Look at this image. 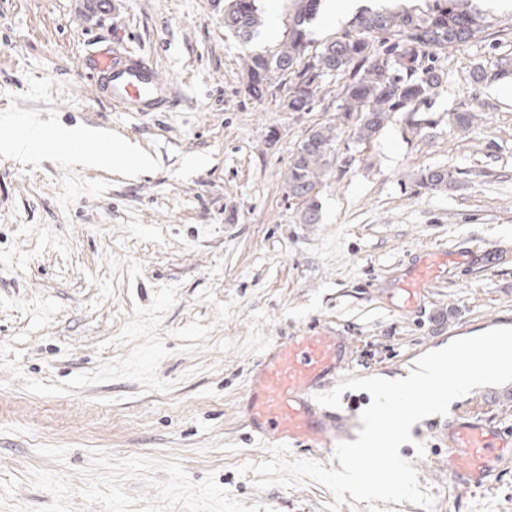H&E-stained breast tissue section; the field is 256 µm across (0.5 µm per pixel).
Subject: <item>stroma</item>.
Segmentation results:
<instances>
[{
    "label": "stroma",
    "mask_w": 512,
    "mask_h": 512,
    "mask_svg": "<svg viewBox=\"0 0 512 512\" xmlns=\"http://www.w3.org/2000/svg\"><path fill=\"white\" fill-rule=\"evenodd\" d=\"M218 0H0V114L100 125L154 159L136 175L0 153V512H326L323 485L258 490L270 460L240 406L268 346L328 330L348 338L341 379L408 376L455 339L512 327V77L476 87L477 62L512 57V0H480L481 38L438 53V122L411 136H339L320 223L300 224L284 177L306 131L336 116L339 77L289 112L284 85L246 90L249 51L282 38L287 0H263L250 47ZM151 60L179 99L142 116L97 98L103 46ZM481 126L450 135L448 115ZM353 162H346V155ZM468 170L459 189L417 188L428 167ZM459 255L413 302L400 283L427 251ZM460 407L512 434V383ZM440 416L414 424L401 457L431 509L512 512V467L460 489L442 468Z\"/></svg>",
    "instance_id": "obj_1"
}]
</instances>
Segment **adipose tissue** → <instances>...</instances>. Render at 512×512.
Here are the masks:
<instances>
[{"instance_id":"1","label":"adipose tissue","mask_w":512,"mask_h":512,"mask_svg":"<svg viewBox=\"0 0 512 512\" xmlns=\"http://www.w3.org/2000/svg\"><path fill=\"white\" fill-rule=\"evenodd\" d=\"M57 136L60 142L68 147L66 157L68 160L93 167H114L135 173L152 166V158L146 154L138 144L129 142L125 145V151L121 154L107 153L96 150L93 153H85L83 146L91 140L93 132L90 129L77 126H64L58 129Z\"/></svg>"}]
</instances>
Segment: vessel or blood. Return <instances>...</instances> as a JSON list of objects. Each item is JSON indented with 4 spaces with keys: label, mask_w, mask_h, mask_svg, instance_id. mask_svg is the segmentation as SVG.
Returning a JSON list of instances; mask_svg holds the SVG:
<instances>
[{
    "label": "vessel or blood",
    "mask_w": 512,
    "mask_h": 512,
    "mask_svg": "<svg viewBox=\"0 0 512 512\" xmlns=\"http://www.w3.org/2000/svg\"><path fill=\"white\" fill-rule=\"evenodd\" d=\"M98 97L124 112H166L176 96L156 65L140 55L100 50L93 58ZM449 256L429 252L415 261L401 286L408 295L431 287ZM348 363L347 341L335 333L290 336L278 341L259 363L244 404L249 430L271 443L288 441L312 448H331L357 435L352 411L336 412L320 405L315 392ZM448 447V479L457 486H483L496 470L512 463V439L486 419L454 410L441 427Z\"/></svg>",
    "instance_id": "obj_1"
}]
</instances>
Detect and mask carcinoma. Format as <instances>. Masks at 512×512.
<instances>
[{
    "label": "carcinoma",
    "mask_w": 512,
    "mask_h": 512,
    "mask_svg": "<svg viewBox=\"0 0 512 512\" xmlns=\"http://www.w3.org/2000/svg\"><path fill=\"white\" fill-rule=\"evenodd\" d=\"M290 2L284 38L272 49L249 57L247 91L260 99L269 87L284 81L288 84L284 108L310 112L326 78L340 75L344 79L336 122L307 130L284 179L298 223L318 224L319 195L335 164L339 129L348 128L353 143L363 145L376 139L398 112L404 114L413 135L435 126L428 100L448 76L434 65V56L479 38L488 21L475 0H431L424 10H365L348 30L315 48L310 27L319 6L313 0ZM264 24L260 0H253L247 11L240 10L238 0H224V29L243 43H250ZM507 74L505 64L492 70L478 63L471 78L479 85ZM482 119L477 112H450L448 126L466 134ZM463 175L459 169L429 167L417 174L415 183L430 191H445L461 186Z\"/></svg>",
    "instance_id": "1"
}]
</instances>
